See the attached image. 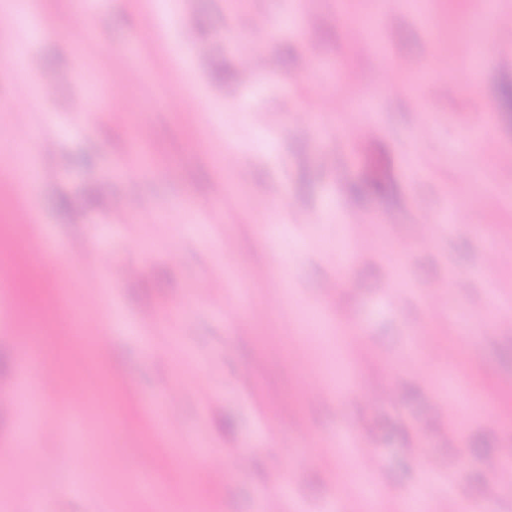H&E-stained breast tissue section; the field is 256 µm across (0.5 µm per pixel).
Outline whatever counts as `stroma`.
I'll use <instances>...</instances> for the list:
<instances>
[{
	"label": "stroma",
	"mask_w": 512,
	"mask_h": 512,
	"mask_svg": "<svg viewBox=\"0 0 512 512\" xmlns=\"http://www.w3.org/2000/svg\"><path fill=\"white\" fill-rule=\"evenodd\" d=\"M475 4L0 0L42 26L7 33L38 58L40 97L0 57V164L43 170L24 201L0 190V244L20 224L63 254L0 287V398L26 388L28 326L56 371L54 414L80 419L62 435L35 407L0 408V512L32 497L41 512H267L289 470L283 512H406L427 460L429 512L450 488L512 512V482L483 480L490 459L512 471V266L492 261L512 256V0H492L478 47ZM148 10L159 40L135 56ZM259 44L277 67L253 80ZM75 99L88 121H71ZM453 200L470 209L459 230ZM129 264L137 278L113 277ZM441 287L447 307L428 314L418 296ZM238 293L250 307L226 315ZM168 416L175 431L155 434ZM344 432L363 448L335 446ZM145 465L161 502L123 493Z\"/></svg>",
	"instance_id": "1"
}]
</instances>
